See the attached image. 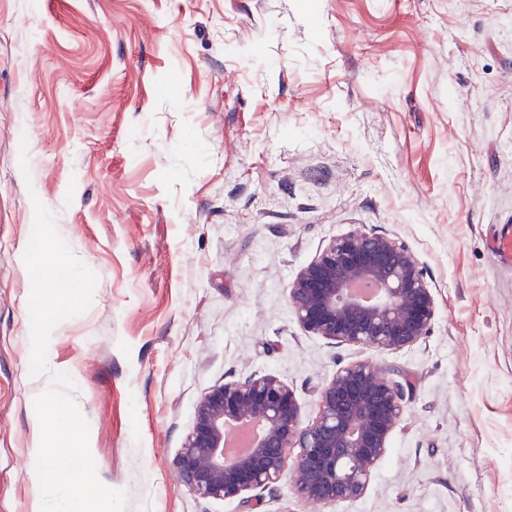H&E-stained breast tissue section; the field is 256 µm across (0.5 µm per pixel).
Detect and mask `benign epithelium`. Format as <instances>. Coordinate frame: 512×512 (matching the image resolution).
I'll return each mask as SVG.
<instances>
[{
  "label": "benign epithelium",
  "instance_id": "7a95c632",
  "mask_svg": "<svg viewBox=\"0 0 512 512\" xmlns=\"http://www.w3.org/2000/svg\"><path fill=\"white\" fill-rule=\"evenodd\" d=\"M289 299L305 332L384 351L416 345L436 314L433 290L408 246L359 226L329 241L298 271ZM403 398L402 386L383 367L355 361L321 384L316 416L306 424L296 394L278 377L227 380L201 397L175 462L177 479L214 499L241 498L287 478L311 503L357 500L389 451ZM254 421L262 438L246 455L227 459L225 426Z\"/></svg>",
  "mask_w": 512,
  "mask_h": 512
}]
</instances>
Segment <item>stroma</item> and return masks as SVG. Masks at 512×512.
Listing matches in <instances>:
<instances>
[{"mask_svg": "<svg viewBox=\"0 0 512 512\" xmlns=\"http://www.w3.org/2000/svg\"><path fill=\"white\" fill-rule=\"evenodd\" d=\"M36 198L98 279L47 364L126 512H512V265L487 245L512 233V0H0V512L31 507ZM355 225L433 290L410 349L295 320V274ZM361 359L405 413L360 499L174 479L212 386L276 375L310 420Z\"/></svg>", "mask_w": 512, "mask_h": 512, "instance_id": "obj_1", "label": "stroma"}]
</instances>
